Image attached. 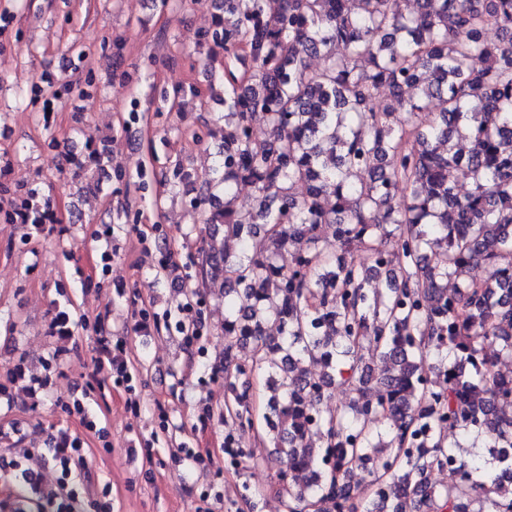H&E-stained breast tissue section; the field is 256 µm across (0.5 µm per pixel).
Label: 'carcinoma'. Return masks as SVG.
Masks as SVG:
<instances>
[{
	"instance_id": "cac0c4a2",
	"label": "carcinoma",
	"mask_w": 512,
	"mask_h": 512,
	"mask_svg": "<svg viewBox=\"0 0 512 512\" xmlns=\"http://www.w3.org/2000/svg\"><path fill=\"white\" fill-rule=\"evenodd\" d=\"M216 9L198 43L231 66L223 144L197 189L209 233L180 308L224 284V425L272 445L287 512H512V380L497 369L512 358V0ZM449 431L488 455L463 458ZM445 466L456 479L438 487Z\"/></svg>"
}]
</instances>
